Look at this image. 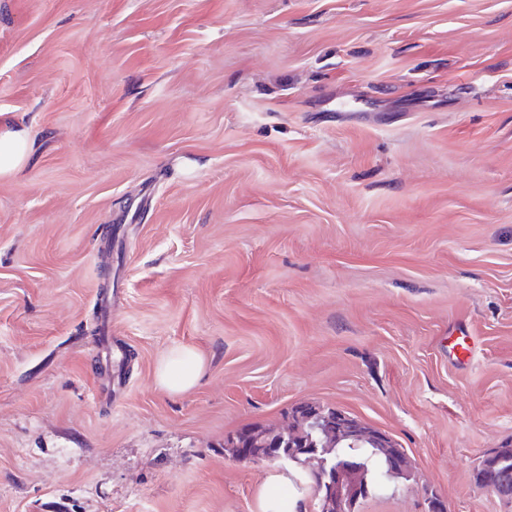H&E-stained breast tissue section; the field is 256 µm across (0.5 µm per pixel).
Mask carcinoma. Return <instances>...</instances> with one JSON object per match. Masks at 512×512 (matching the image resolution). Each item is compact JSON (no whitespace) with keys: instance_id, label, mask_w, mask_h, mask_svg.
Here are the masks:
<instances>
[{"instance_id":"carcinoma-1","label":"carcinoma","mask_w":512,"mask_h":512,"mask_svg":"<svg viewBox=\"0 0 512 512\" xmlns=\"http://www.w3.org/2000/svg\"><path fill=\"white\" fill-rule=\"evenodd\" d=\"M333 412L331 408L308 406V412L294 411L291 423L285 432L273 429L252 430L250 447L253 450H277L288 452L295 463L307 460H325L334 464H351L355 466L354 478L367 484L370 491L384 493L388 490V481L391 478L402 476L406 479L412 475L409 464L401 467L389 465L392 458L404 456V452L397 448H375L369 444L363 447H352L349 441H336V437L329 435L322 429L317 421L318 415H328ZM512 448H501L493 454L484 457L477 471V475L485 472H511Z\"/></svg>"}]
</instances>
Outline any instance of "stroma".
I'll list each match as a JSON object with an SVG mask.
<instances>
[{
  "label": "stroma",
  "instance_id": "35a3bbf8",
  "mask_svg": "<svg viewBox=\"0 0 512 512\" xmlns=\"http://www.w3.org/2000/svg\"><path fill=\"white\" fill-rule=\"evenodd\" d=\"M0 121V512H315L228 448L303 403L512 512V0H0ZM28 134L20 126L0 127V177L21 173L27 163ZM204 361L201 354L188 346H176L158 360L155 383L169 393H181L194 387L201 378ZM485 456L477 471V480L480 484L483 472H511L512 471V448H500L494 454Z\"/></svg>",
  "mask_w": 512,
  "mask_h": 512
}]
</instances>
